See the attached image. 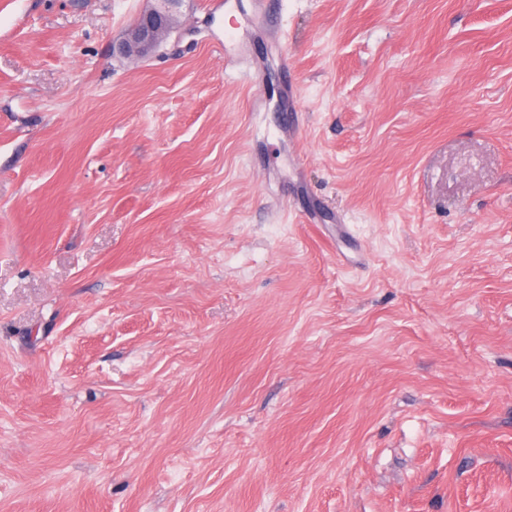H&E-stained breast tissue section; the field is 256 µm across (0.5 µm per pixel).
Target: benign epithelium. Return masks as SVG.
<instances>
[{"label":"benign epithelium","mask_w":512,"mask_h":512,"mask_svg":"<svg viewBox=\"0 0 512 512\" xmlns=\"http://www.w3.org/2000/svg\"><path fill=\"white\" fill-rule=\"evenodd\" d=\"M151 6L127 30L119 43L121 55L145 58L170 35L177 24L176 8L181 0H150Z\"/></svg>","instance_id":"1"}]
</instances>
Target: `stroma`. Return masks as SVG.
<instances>
[{"label":"stroma","mask_w":512,"mask_h":512,"mask_svg":"<svg viewBox=\"0 0 512 512\" xmlns=\"http://www.w3.org/2000/svg\"><path fill=\"white\" fill-rule=\"evenodd\" d=\"M273 5L0 0V512H512V0ZM151 6L127 30L119 43L121 55L145 58L170 35L177 24L176 8L181 0H150Z\"/></svg>","instance_id":"1"}]
</instances>
